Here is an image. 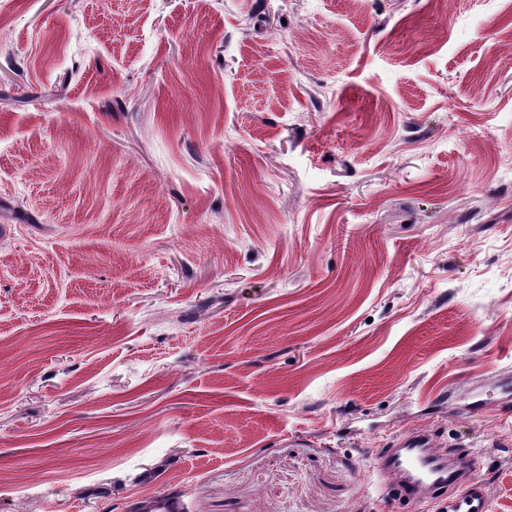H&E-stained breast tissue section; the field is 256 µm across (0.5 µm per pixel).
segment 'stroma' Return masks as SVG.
Masks as SVG:
<instances>
[{
	"instance_id": "obj_1",
	"label": "stroma",
	"mask_w": 512,
	"mask_h": 512,
	"mask_svg": "<svg viewBox=\"0 0 512 512\" xmlns=\"http://www.w3.org/2000/svg\"><path fill=\"white\" fill-rule=\"evenodd\" d=\"M0 512H512V0H0ZM446 445L434 432H413L376 453L374 468L386 482L385 491L406 504L448 494V512H489L487 485L476 475V467L466 471L459 460L469 454ZM457 463V468L448 465Z\"/></svg>"
}]
</instances>
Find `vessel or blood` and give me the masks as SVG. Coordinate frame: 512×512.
Masks as SVG:
<instances>
[{
	"label": "vessel or blood",
	"mask_w": 512,
	"mask_h": 512,
	"mask_svg": "<svg viewBox=\"0 0 512 512\" xmlns=\"http://www.w3.org/2000/svg\"><path fill=\"white\" fill-rule=\"evenodd\" d=\"M463 457L458 450H443L436 433L413 432L378 449L374 468L385 491L405 503L444 496L448 512H489L487 486L475 468L459 467Z\"/></svg>",
	"instance_id": "obj_1"
}]
</instances>
